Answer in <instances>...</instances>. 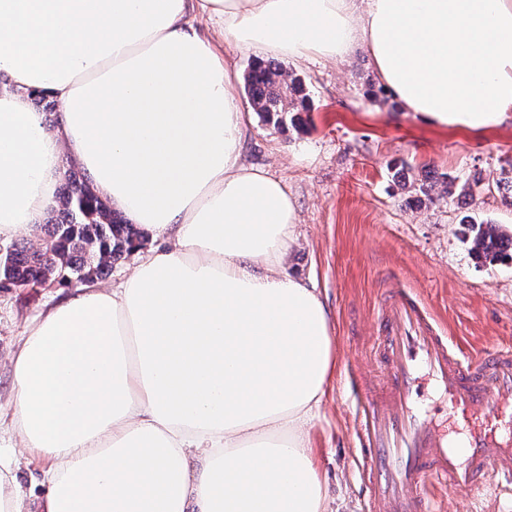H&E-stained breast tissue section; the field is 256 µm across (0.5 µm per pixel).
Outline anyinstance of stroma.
Listing matches in <instances>:
<instances>
[{
  "mask_svg": "<svg viewBox=\"0 0 512 512\" xmlns=\"http://www.w3.org/2000/svg\"><path fill=\"white\" fill-rule=\"evenodd\" d=\"M279 63L301 79L311 108L285 133L252 117L245 158L273 165L296 199L300 244L286 270L324 299L338 357L311 443L332 512H362L347 377L370 389L384 378L376 313L391 284L400 282L466 348L512 345V259L476 262L466 228L471 220L512 235V206L496 189L512 180V120L482 132L422 123L381 85L362 49L336 64ZM398 169L467 182L473 193L410 205L392 178ZM67 292H0L1 406L13 394L8 358L25 326Z\"/></svg>",
  "mask_w": 512,
  "mask_h": 512,
  "instance_id": "35a3bbf8",
  "label": "stroma"
}]
</instances>
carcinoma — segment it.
Here are the masks:
<instances>
[{
	"label": "carcinoma",
	"instance_id": "cac0c4a2",
	"mask_svg": "<svg viewBox=\"0 0 512 512\" xmlns=\"http://www.w3.org/2000/svg\"><path fill=\"white\" fill-rule=\"evenodd\" d=\"M284 69L275 63H253L245 77L253 110L262 121L285 129L289 114L308 110V98L298 78L283 79ZM401 189L434 197L455 195L459 187L448 179L425 176L408 179L397 176ZM472 192L468 184L460 187ZM56 218L48 225L43 245L15 243L3 248L0 260V288H26L37 282L49 286L68 285L84 274L92 283L105 275L112 264L140 241L136 227L108 206L85 175L69 168L66 187L58 197ZM470 250L478 260L493 261L512 249V235L491 224L468 223Z\"/></svg>",
	"mask_w": 512,
	"mask_h": 512
}]
</instances>
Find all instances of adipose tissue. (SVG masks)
Listing matches in <instances>:
<instances>
[{"label":"adipose tissue","instance_id":"ef3b65f1","mask_svg":"<svg viewBox=\"0 0 512 512\" xmlns=\"http://www.w3.org/2000/svg\"><path fill=\"white\" fill-rule=\"evenodd\" d=\"M228 44L258 62L361 47L426 123L512 115V0H0V244L36 236L67 158L156 242L119 287L24 328L0 436L49 460L48 492L28 505L0 457V512H328L309 433L330 315L284 271L297 206L244 157Z\"/></svg>","mask_w":512,"mask_h":512}]
</instances>
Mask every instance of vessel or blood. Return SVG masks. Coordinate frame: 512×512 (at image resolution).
<instances>
[{
    "mask_svg": "<svg viewBox=\"0 0 512 512\" xmlns=\"http://www.w3.org/2000/svg\"><path fill=\"white\" fill-rule=\"evenodd\" d=\"M378 355L387 380L362 408L360 436L367 512H443V493L454 489L512 505V346L464 354L395 286ZM428 384L451 416L467 418L464 434L445 432L419 410Z\"/></svg>",
    "mask_w": 512,
    "mask_h": 512,
    "instance_id": "b4317fda",
    "label": "vessel or blood"
}]
</instances>
